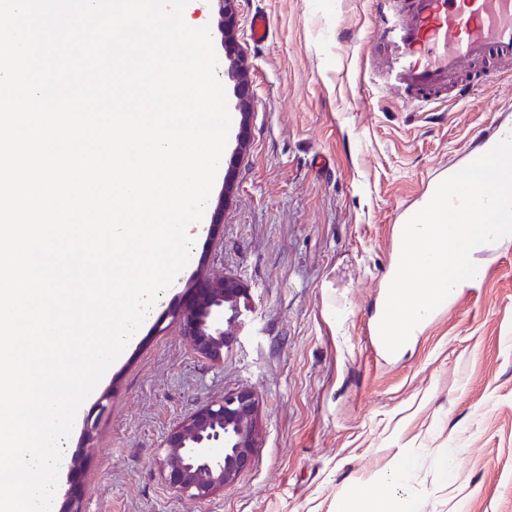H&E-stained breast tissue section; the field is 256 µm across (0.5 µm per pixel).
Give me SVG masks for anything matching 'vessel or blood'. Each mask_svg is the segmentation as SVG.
<instances>
[{
    "instance_id": "b4317fda",
    "label": "vessel or blood",
    "mask_w": 512,
    "mask_h": 512,
    "mask_svg": "<svg viewBox=\"0 0 512 512\" xmlns=\"http://www.w3.org/2000/svg\"><path fill=\"white\" fill-rule=\"evenodd\" d=\"M375 41L382 56L380 90L399 105L421 111L469 97L485 84L479 64L489 57L510 64L499 73L512 79V0H371ZM512 135V122L492 123L474 153L482 155Z\"/></svg>"
}]
</instances>
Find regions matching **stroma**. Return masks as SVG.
<instances>
[{
	"mask_svg": "<svg viewBox=\"0 0 512 512\" xmlns=\"http://www.w3.org/2000/svg\"><path fill=\"white\" fill-rule=\"evenodd\" d=\"M256 11L272 26L261 44L249 36ZM374 30L370 0H238L251 115H231L177 284L81 405L56 512L73 493L81 512H336L358 486L391 497L376 477L400 461L419 512H512V237L484 256L483 285L460 289L394 357L370 335L392 234L440 169L464 166L512 84L490 81L438 112L401 108L362 63ZM224 275L250 300L215 362L171 313L197 277ZM242 387L259 400L250 465L209 500L179 496L157 463L164 433Z\"/></svg>",
	"mask_w": 512,
	"mask_h": 512,
	"instance_id": "1",
	"label": "stroma"
}]
</instances>
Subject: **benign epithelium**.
<instances>
[{"mask_svg": "<svg viewBox=\"0 0 512 512\" xmlns=\"http://www.w3.org/2000/svg\"><path fill=\"white\" fill-rule=\"evenodd\" d=\"M223 2L220 30L224 44L229 45L236 26V0ZM235 77L234 109L244 116L253 102L243 68L236 67ZM246 295L247 289L235 278H205L195 288L191 302L174 314L200 356L223 358L224 346L233 339L241 298ZM258 412L255 394L240 388L177 421L161 440L164 455L160 466L165 482L194 501H206L231 487L258 446Z\"/></svg>", "mask_w": 512, "mask_h": 512, "instance_id": "7a95c632", "label": "benign epithelium"}]
</instances>
